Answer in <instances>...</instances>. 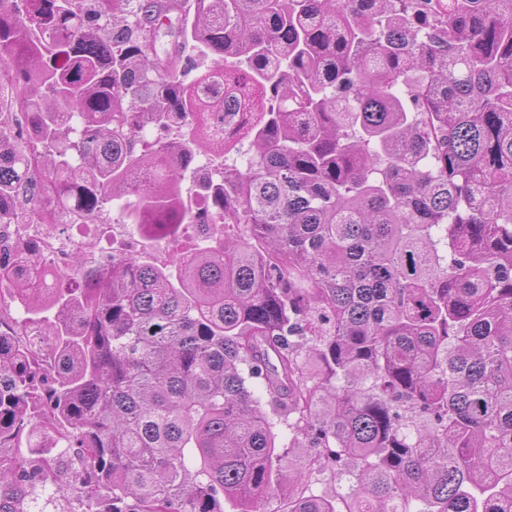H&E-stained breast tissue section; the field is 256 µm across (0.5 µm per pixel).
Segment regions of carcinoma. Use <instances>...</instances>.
I'll return each mask as SVG.
<instances>
[{
	"instance_id": "carcinoma-1",
	"label": "carcinoma",
	"mask_w": 512,
	"mask_h": 512,
	"mask_svg": "<svg viewBox=\"0 0 512 512\" xmlns=\"http://www.w3.org/2000/svg\"><path fill=\"white\" fill-rule=\"evenodd\" d=\"M3 115L0 224L174 255L0 243V512H512V0H0ZM191 119L201 129L207 144L213 146L224 144V114L222 112H194ZM122 219L111 216L110 224H70L65 219L61 224H1L0 237L4 241L21 238L36 239L41 244V263L43 268L56 273L66 270L72 255L81 252L93 263L107 259L117 253L120 246L124 253L135 251L129 241L133 236L127 230ZM98 226L102 229L99 236L88 234V228Z\"/></svg>"
}]
</instances>
